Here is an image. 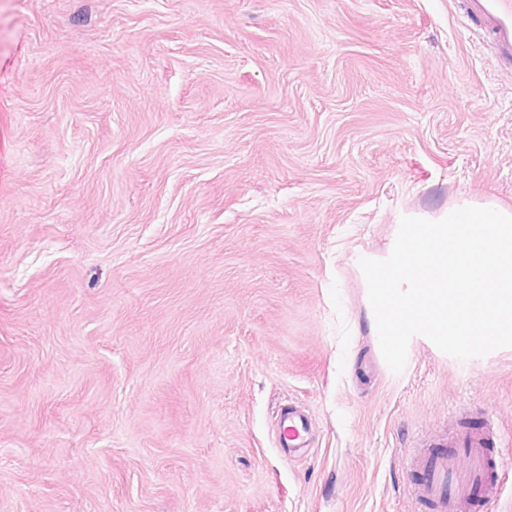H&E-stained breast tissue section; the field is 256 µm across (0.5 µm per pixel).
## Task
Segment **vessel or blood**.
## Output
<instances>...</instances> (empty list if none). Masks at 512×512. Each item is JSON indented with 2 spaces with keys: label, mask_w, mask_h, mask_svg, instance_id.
I'll return each mask as SVG.
<instances>
[{
  "label": "vessel or blood",
  "mask_w": 512,
  "mask_h": 512,
  "mask_svg": "<svg viewBox=\"0 0 512 512\" xmlns=\"http://www.w3.org/2000/svg\"><path fill=\"white\" fill-rule=\"evenodd\" d=\"M466 11L487 41L497 61L512 67V0H465ZM311 422L304 411L292 408L281 413L278 442L284 448L310 445ZM512 446L493 416L481 427L461 430L430 446L409 449L405 455L410 492L425 512H463L478 493L493 500L500 481L489 466L491 452Z\"/></svg>",
  "instance_id": "obj_1"
}]
</instances>
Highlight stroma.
I'll return each mask as SVG.
<instances>
[{"label":"stroma","instance_id":"stroma-1","mask_svg":"<svg viewBox=\"0 0 512 512\" xmlns=\"http://www.w3.org/2000/svg\"><path fill=\"white\" fill-rule=\"evenodd\" d=\"M464 201L512 70L459 0H0V512H420L512 348L392 372L359 261ZM311 422L308 414L288 408L279 418L278 442L283 448H307L311 441Z\"/></svg>","mask_w":512,"mask_h":512}]
</instances>
